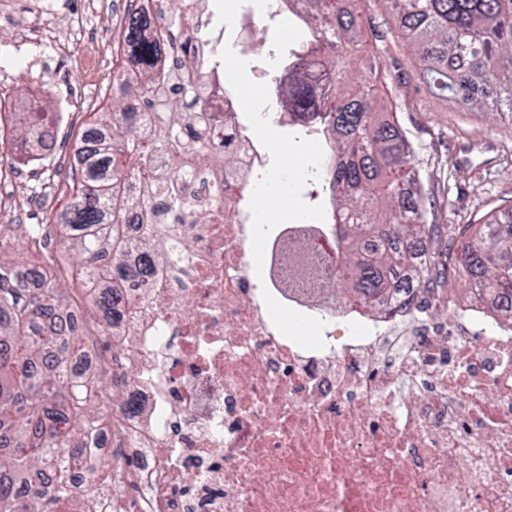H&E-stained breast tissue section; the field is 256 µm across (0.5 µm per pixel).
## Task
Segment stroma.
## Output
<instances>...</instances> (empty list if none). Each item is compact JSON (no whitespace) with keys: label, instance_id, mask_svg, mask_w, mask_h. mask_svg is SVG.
<instances>
[{"label":"stroma","instance_id":"35a3bbf8","mask_svg":"<svg viewBox=\"0 0 512 512\" xmlns=\"http://www.w3.org/2000/svg\"><path fill=\"white\" fill-rule=\"evenodd\" d=\"M57 12L82 16L86 35L66 45L29 46L17 41L8 29L0 30V44L16 49L15 56L0 55V134L11 136L27 125L30 101L41 104L51 125V149L34 148L14 159L10 174L32 186L35 194L14 228L13 239L21 241L32 224L43 223V200L63 210L68 199L58 189L67 182L70 157L83 130L91 126L90 101L103 100L109 72L121 61L107 62L102 73L88 66L89 44L109 42L116 30L107 12L88 13L87 0H53ZM366 44L350 67L352 79L371 77L385 110L407 135L413 146L412 166L425 188L423 203L430 223L439 225L437 249L430 256L444 263L440 246L467 243L468 235L449 234L448 225L477 223L486 213L512 200V115L489 111L485 103L460 107L454 100L433 94L420 76L416 62L400 36L399 20L384 0H357ZM281 179L296 189L288 211L309 230L327 229L330 221L326 196L310 200L305 174L279 167ZM60 237L49 245L30 247L28 261L56 275L67 301H75L82 283L73 275V261L64 259Z\"/></svg>","mask_w":512,"mask_h":512}]
</instances>
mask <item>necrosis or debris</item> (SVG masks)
Listing matches in <instances>:
<instances>
[{"label":"necrosis or debris","mask_w":512,"mask_h":512,"mask_svg":"<svg viewBox=\"0 0 512 512\" xmlns=\"http://www.w3.org/2000/svg\"><path fill=\"white\" fill-rule=\"evenodd\" d=\"M220 2L185 0V70L204 76L215 124L178 186L209 219L159 195L142 207L140 180L126 182L122 258L154 272L118 280L112 319L73 311L108 405L102 467L73 474L82 512H512V325L449 297L357 319L285 293L288 258H316L335 287L336 250L259 219L274 154L249 128L269 114L245 110L224 75L225 48L252 53L255 16ZM138 76L128 59L112 88L151 135ZM407 326L409 358L377 349Z\"/></svg>","instance_id":"1"}]
</instances>
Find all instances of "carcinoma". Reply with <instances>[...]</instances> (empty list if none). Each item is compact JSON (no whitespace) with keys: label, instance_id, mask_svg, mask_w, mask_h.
<instances>
[{"label":"carcinoma","instance_id":"1","mask_svg":"<svg viewBox=\"0 0 512 512\" xmlns=\"http://www.w3.org/2000/svg\"><path fill=\"white\" fill-rule=\"evenodd\" d=\"M173 6L165 41L173 47L188 18L184 0ZM429 89L452 97L460 106L474 105L479 92L495 97L488 108L512 112V0H387ZM350 0H283L288 14L305 24V37L288 53L275 81L282 86L281 107L293 125L318 129L316 181L329 192L336 251L342 259L341 283L353 309L387 313L409 304L410 284L433 275L425 257L410 253L425 246L434 232L422 203L408 187L417 182L412 148L398 126L380 117L382 106L366 83L349 79L352 54L363 43L361 21ZM150 17L139 9L129 14L122 42L140 53L147 69L145 93L157 127L155 137L138 134L134 121L114 106L94 124L109 130L98 151L81 139V160L71 169L70 196L62 223L33 224L28 241L40 242L56 227L79 261V276L97 282L95 306L107 321L120 301L112 281L151 272L144 262L117 261V242L100 231L118 227L126 201L124 180L143 177L142 203L159 191L174 211L191 206L180 194L173 172L159 165L169 159L180 170L187 157L207 148L210 116L198 91L204 76L182 88L179 102L164 86L175 78L162 66V48L141 40ZM43 115L35 113L0 150L22 151L37 138L51 140ZM512 209L478 225V234L461 253L448 251V263L463 269L473 301L497 300L496 313L512 322ZM62 290L46 271L30 265L19 249L10 260L0 256V512H81L72 489V470L92 471L98 461L85 454L87 436L98 411L82 385L79 368L84 349ZM54 482L56 495L43 489Z\"/></svg>","mask_w":512,"mask_h":512}]
</instances>
